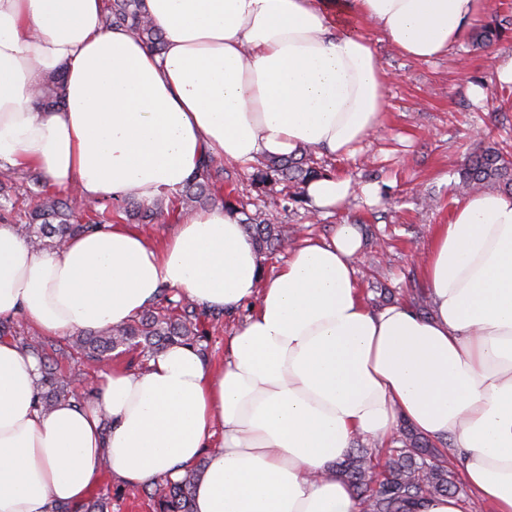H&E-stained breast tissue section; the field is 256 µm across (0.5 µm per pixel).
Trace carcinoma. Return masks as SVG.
<instances>
[{
	"instance_id": "obj_1",
	"label": "carcinoma",
	"mask_w": 512,
	"mask_h": 512,
	"mask_svg": "<svg viewBox=\"0 0 512 512\" xmlns=\"http://www.w3.org/2000/svg\"><path fill=\"white\" fill-rule=\"evenodd\" d=\"M103 24L108 29H124L155 53L165 49V38L147 16L144 0H109ZM501 30L502 23L494 18L476 33L473 43L489 44L500 36ZM63 82V72L51 75L37 92L39 103L47 108L62 104ZM224 174L221 159L203 156L191 179L175 192L181 208L193 211L217 204L235 215L242 213L232 201V192L224 189ZM325 176L327 173L310 164L308 149L304 148L298 156L264 158L256 167L254 181L257 185L274 178L287 182L295 188L288 199L297 203L306 196V186L311 181ZM492 186L512 193V160L487 145L465 158L456 188L467 193ZM19 189L31 193L29 208L24 211L16 209L13 200ZM164 216L159 200L148 206L122 199L110 201L101 209L90 206L79 212L71 195L50 191L45 176L36 169H13L0 180V223L25 221L29 241L38 249H59L75 236L125 219L153 221ZM239 223L260 251H278L288 245V227L284 224H270L250 215ZM167 303L164 312L147 307L124 324L81 331L63 343L50 344L36 336L19 338V345L34 355L40 366V407L47 411L58 401L74 396L71 382L54 372V362L60 358L80 356L104 362L119 348L138 350L151 357L172 345L200 347L205 332L199 327L202 312L198 306L184 297ZM402 435L399 447L352 448L336 464V473L351 487L362 512H410L429 496L455 497L461 492L455 473L448 469L446 453L408 427L403 428ZM202 468L201 463L178 481H154L141 486V490L153 503L155 512H193L191 489Z\"/></svg>"
}]
</instances>
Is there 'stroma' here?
I'll list each match as a JSON object with an SVG mask.
<instances>
[{"label":"stroma","instance_id":"stroma-1","mask_svg":"<svg viewBox=\"0 0 512 512\" xmlns=\"http://www.w3.org/2000/svg\"><path fill=\"white\" fill-rule=\"evenodd\" d=\"M497 3L508 27L501 40L476 47L466 37L429 62L405 57L370 30L391 76L384 122L354 153L323 155L318 163L334 177L377 186V202L356 196L326 212L308 202L284 209V182L257 189L253 166L225 162L247 212L265 210L273 223L293 226L300 241L329 237L339 224L357 225L364 242L358 281L366 299L386 306L422 290L421 255L434 226L447 223L457 204L453 185L464 155L488 140L512 146V83L496 74L498 56L512 55V0ZM96 491L107 495L109 512H153L143 494L110 476Z\"/></svg>","mask_w":512,"mask_h":512}]
</instances>
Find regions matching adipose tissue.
Listing matches in <instances>:
<instances>
[{
    "label": "adipose tissue",
    "mask_w": 512,
    "mask_h": 512,
    "mask_svg": "<svg viewBox=\"0 0 512 512\" xmlns=\"http://www.w3.org/2000/svg\"><path fill=\"white\" fill-rule=\"evenodd\" d=\"M165 37L150 52L102 24L104 0H0V168L36 167L93 202L149 204L211 154L246 165L302 147L350 152L382 125L389 74L360 23L405 56L447 55L482 0H145ZM65 70L64 104L34 89ZM373 186L325 177L318 209ZM361 238L337 225L272 277L222 207L154 243L108 224L60 250L0 225V319L43 334L134 319L162 288L205 308L252 310L213 365L174 345L103 373L92 399L37 403L36 359L0 342V512L82 504L103 475L129 488L201 468L194 512H360L334 466L356 438L400 423L448 441L462 479L512 512V195L458 201L435 225L429 314L380 309L357 281Z\"/></svg>",
    "instance_id": "adipose-tissue-1"
}]
</instances>
